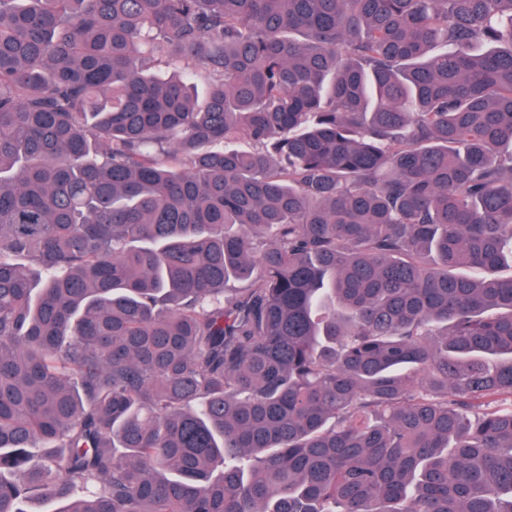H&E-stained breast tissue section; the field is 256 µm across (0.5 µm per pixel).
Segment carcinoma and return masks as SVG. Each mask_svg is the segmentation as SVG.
<instances>
[{
    "label": "carcinoma",
    "mask_w": 512,
    "mask_h": 512,
    "mask_svg": "<svg viewBox=\"0 0 512 512\" xmlns=\"http://www.w3.org/2000/svg\"><path fill=\"white\" fill-rule=\"evenodd\" d=\"M0 512H512V0H0Z\"/></svg>",
    "instance_id": "obj_1"
}]
</instances>
